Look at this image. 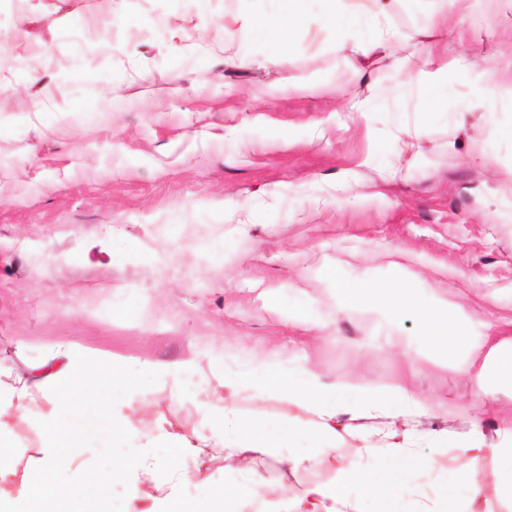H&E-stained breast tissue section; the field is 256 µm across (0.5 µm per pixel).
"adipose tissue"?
<instances>
[{"label":"adipose tissue","instance_id":"obj_1","mask_svg":"<svg viewBox=\"0 0 512 512\" xmlns=\"http://www.w3.org/2000/svg\"><path fill=\"white\" fill-rule=\"evenodd\" d=\"M324 3L325 20L336 30L337 44L350 39V18L362 20L372 31L369 51L390 58L396 69L416 72L430 94L442 90L448 68H455L463 76L468 73L469 63L463 56L451 58L428 46L409 48V36L384 26L387 0ZM339 292L348 305L368 297L391 312L416 308L408 288L396 280L357 287L343 285ZM419 311V343L434 360L447 361L451 351L463 349L457 370L476 380L481 400L471 412L473 417H481L496 396L495 389L486 382L487 375L496 374L500 384L512 386V336L469 341L466 312L440 295L433 296ZM250 363L251 370L221 379L222 395L209 394L199 402V410L210 422L209 434L190 437L158 429L154 440L172 449V463L161 464L150 449L143 448L115 460L111 471L101 472L94 470L86 454L83 435L103 428L125 432L134 429L131 418L116 417L111 400L103 397L94 381L96 372L102 369L120 374V363L111 355L92 357L71 343L57 345L40 364L39 374L19 376L9 383L0 381V512H111L113 486L130 481L136 487L126 512H224L225 497L247 498L250 486L218 492L212 501L201 504L179 501L176 488L184 479L181 460L220 456L232 465L245 456H270L282 468L297 471L313 463L303 453V441L310 438L324 447H334L343 416L352 421L393 418V425L385 432L363 439L365 451L376 458V465L364 470L340 469L334 482L309 483L297 497L284 490L281 499L289 512H360L358 502L347 492L354 482L364 495L374 498L376 512H398V503L412 495L405 473L417 465L418 459L413 451L416 436L398 428L395 420L406 415H432L435 407L405 380L383 388L343 379L327 383L315 369L301 367L275 374L273 382L265 383L261 380L268 369L264 354L251 352ZM246 392L280 399L293 407V414L279 424L277 435L267 434L258 423L238 412L236 404ZM38 398L48 408L34 422L39 441L29 449L25 466L20 467L15 460L18 444L10 419ZM500 432L503 439L493 448L484 446L478 425L467 439L452 443L436 435L432 441L454 446L455 454L448 465L460 482L469 485L473 482V461L489 456L512 464V420L503 422Z\"/></svg>","mask_w":512,"mask_h":512}]
</instances>
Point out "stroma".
Returning <instances> with one entry per match:
<instances>
[{"instance_id":"1","label":"stroma","mask_w":512,"mask_h":512,"mask_svg":"<svg viewBox=\"0 0 512 512\" xmlns=\"http://www.w3.org/2000/svg\"><path fill=\"white\" fill-rule=\"evenodd\" d=\"M281 7L0 0V364L27 370L58 343L123 359L126 382L100 385L137 426L86 435L98 464L145 446L165 419L199 431L197 382L247 367L254 345L278 370L313 367L328 383L382 387L416 367L427 401L463 406L419 430L453 439L471 427L464 408L478 386L426 355L418 307L442 291L468 312L470 340L512 335V141L495 136L512 103L484 80L512 54V0H475L451 49L473 67L449 72L431 97L389 59L337 47L321 0H309L290 45L245 27ZM443 7L393 0L387 23L415 35ZM216 21L239 29L235 51L251 67H225L197 39ZM282 52L284 66L273 61ZM399 133L415 155L399 156ZM394 277L416 310L339 311L337 283ZM415 454L438 461L408 470L416 494L501 512L502 463L474 464L476 498L448 470L452 449L423 440ZM182 468L178 495L190 502L262 474L232 512H260L254 500L271 484L298 495L336 478L330 468L286 478L270 459L240 470L216 460L203 478Z\"/></svg>"}]
</instances>
